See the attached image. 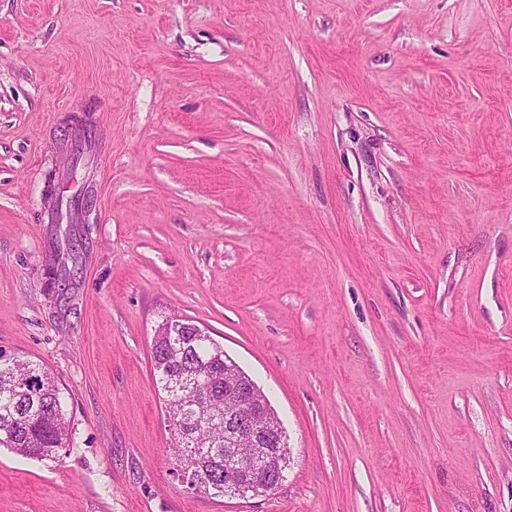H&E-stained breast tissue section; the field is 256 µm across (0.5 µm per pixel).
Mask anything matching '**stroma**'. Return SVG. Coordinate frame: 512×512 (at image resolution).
<instances>
[{
	"mask_svg": "<svg viewBox=\"0 0 512 512\" xmlns=\"http://www.w3.org/2000/svg\"><path fill=\"white\" fill-rule=\"evenodd\" d=\"M50 169L91 209L49 223ZM173 314L281 419L273 493L174 476ZM14 359L72 446L0 447V512H512V0H0Z\"/></svg>",
	"mask_w": 512,
	"mask_h": 512,
	"instance_id": "stroma-1",
	"label": "stroma"
}]
</instances>
